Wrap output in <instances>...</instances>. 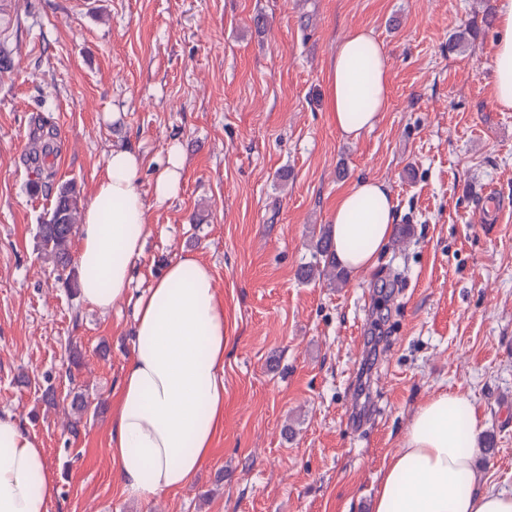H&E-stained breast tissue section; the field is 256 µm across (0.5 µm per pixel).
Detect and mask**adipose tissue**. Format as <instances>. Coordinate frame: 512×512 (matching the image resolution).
<instances>
[{"label":"adipose tissue","instance_id":"1","mask_svg":"<svg viewBox=\"0 0 512 512\" xmlns=\"http://www.w3.org/2000/svg\"><path fill=\"white\" fill-rule=\"evenodd\" d=\"M493 100L512 112V0H495ZM383 44L363 27L342 40L326 79L337 131L356 140L388 107ZM141 158L115 147L78 229L80 294L106 313L129 295L132 267L148 235L137 189ZM397 220L388 184L358 181L336 199L330 229L349 272L373 267ZM224 302L194 256L169 262L134 303L133 345L112 402L109 449L129 496L149 500L187 488L224 426ZM484 425L468 394L445 390L413 413L385 463L373 512H512V492L486 485L474 467ZM58 492L44 452L20 421L0 414V512H47Z\"/></svg>","mask_w":512,"mask_h":512}]
</instances>
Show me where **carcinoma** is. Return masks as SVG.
<instances>
[{"mask_svg": "<svg viewBox=\"0 0 512 512\" xmlns=\"http://www.w3.org/2000/svg\"><path fill=\"white\" fill-rule=\"evenodd\" d=\"M79 199V190L75 184L61 186L52 212L39 225L38 236L42 251L63 265L70 261ZM320 276L338 286L347 280V272L336 263V257L332 254L331 238L325 228L315 241L313 263L300 269V277L305 280H314Z\"/></svg>", "mask_w": 512, "mask_h": 512, "instance_id": "1", "label": "carcinoma"}]
</instances>
